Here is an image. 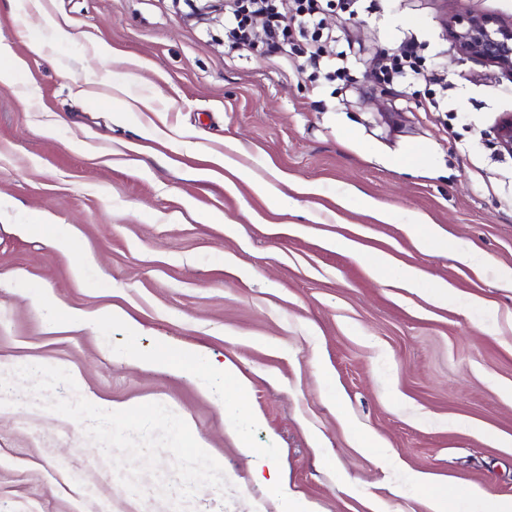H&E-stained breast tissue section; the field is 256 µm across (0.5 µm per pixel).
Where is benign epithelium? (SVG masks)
<instances>
[{
    "mask_svg": "<svg viewBox=\"0 0 512 512\" xmlns=\"http://www.w3.org/2000/svg\"><path fill=\"white\" fill-rule=\"evenodd\" d=\"M458 49L499 67L512 79V22L502 23L481 16H470L452 28ZM499 147L512 153V114L504 115L496 127Z\"/></svg>",
    "mask_w": 512,
    "mask_h": 512,
    "instance_id": "7a95c632",
    "label": "benign epithelium"
}]
</instances>
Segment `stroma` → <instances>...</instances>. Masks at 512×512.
<instances>
[{"instance_id": "1", "label": "stroma", "mask_w": 512, "mask_h": 512, "mask_svg": "<svg viewBox=\"0 0 512 512\" xmlns=\"http://www.w3.org/2000/svg\"><path fill=\"white\" fill-rule=\"evenodd\" d=\"M221 4L41 0L30 15L0 0V44L24 63L0 85V383L55 366L77 384L55 397L167 406L228 482L185 512H282L251 447L313 512H431L432 486L412 471L511 500L512 155L494 130L512 79L460 53L448 24L511 21L512 0L325 13L346 53L348 78L333 83L311 82L302 57L294 71L260 44L229 50ZM410 37L423 76L385 82L380 60ZM432 75L446 111L427 109ZM421 218L454 250L412 237ZM44 222L78 250L22 230ZM379 252L452 295L376 280ZM36 292L119 316L53 325ZM164 346L217 368L153 362ZM224 362L248 382L244 439L224 417ZM96 449L40 398L0 404V512H172L157 492L175 480L170 453L138 497Z\"/></svg>"}]
</instances>
